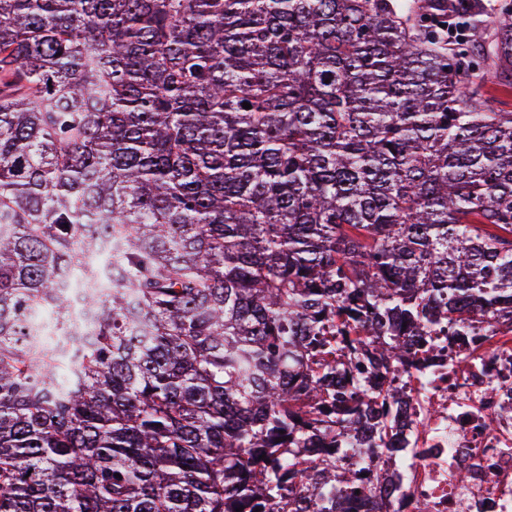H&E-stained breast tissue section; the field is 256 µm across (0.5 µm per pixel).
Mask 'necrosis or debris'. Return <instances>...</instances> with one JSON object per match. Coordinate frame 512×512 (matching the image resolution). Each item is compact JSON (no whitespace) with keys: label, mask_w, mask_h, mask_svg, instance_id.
<instances>
[{"label":"necrosis or debris","mask_w":512,"mask_h":512,"mask_svg":"<svg viewBox=\"0 0 512 512\" xmlns=\"http://www.w3.org/2000/svg\"><path fill=\"white\" fill-rule=\"evenodd\" d=\"M436 343L425 368L389 378L401 446L361 463V483H386L383 512H512V330Z\"/></svg>","instance_id":"necrosis-or-debris-1"}]
</instances>
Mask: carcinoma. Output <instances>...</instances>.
I'll list each match as a JSON object with an SVG mask.
<instances>
[{"label": "carcinoma", "mask_w": 512, "mask_h": 512, "mask_svg": "<svg viewBox=\"0 0 512 512\" xmlns=\"http://www.w3.org/2000/svg\"><path fill=\"white\" fill-rule=\"evenodd\" d=\"M450 18L0 0V512H338L394 451L380 380L512 321V6Z\"/></svg>", "instance_id": "1"}]
</instances>
